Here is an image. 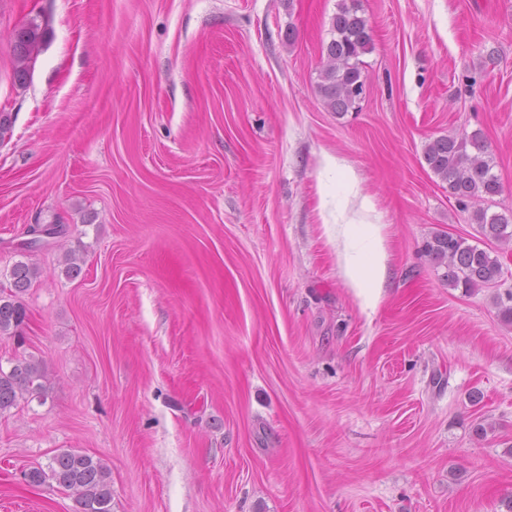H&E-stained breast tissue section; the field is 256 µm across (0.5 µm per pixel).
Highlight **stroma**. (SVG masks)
Segmentation results:
<instances>
[{
  "instance_id": "1",
  "label": "stroma",
  "mask_w": 512,
  "mask_h": 512,
  "mask_svg": "<svg viewBox=\"0 0 512 512\" xmlns=\"http://www.w3.org/2000/svg\"><path fill=\"white\" fill-rule=\"evenodd\" d=\"M338 4L0 0V288L29 225L67 228L0 339L49 374L0 415V512H72L23 480L68 448L107 462L112 512H507L512 250L494 287H449L426 243L481 234L423 148L482 132L502 192L481 206L512 211V0H361L342 116L317 89ZM327 155L371 202L347 217L381 227L372 311L339 273ZM41 41V27L34 22L20 28L14 34L10 48L15 58L16 78L20 83H25L30 77Z\"/></svg>"
}]
</instances>
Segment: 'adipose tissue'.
I'll return each mask as SVG.
<instances>
[{"label":"adipose tissue","instance_id":"1","mask_svg":"<svg viewBox=\"0 0 512 512\" xmlns=\"http://www.w3.org/2000/svg\"><path fill=\"white\" fill-rule=\"evenodd\" d=\"M336 243L343 280L357 291L363 309H375L380 299L378 287L387 269L386 251L379 225H337Z\"/></svg>","mask_w":512,"mask_h":512}]
</instances>
